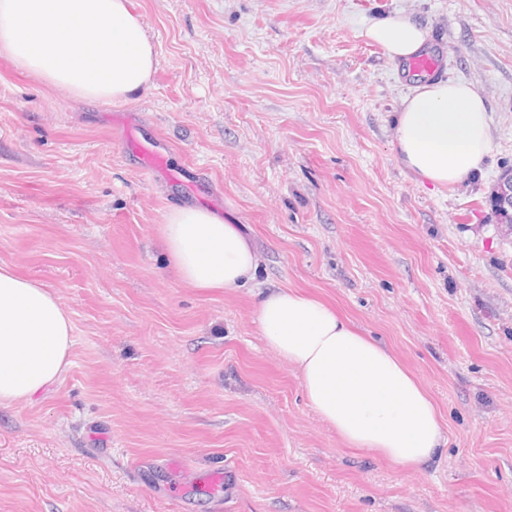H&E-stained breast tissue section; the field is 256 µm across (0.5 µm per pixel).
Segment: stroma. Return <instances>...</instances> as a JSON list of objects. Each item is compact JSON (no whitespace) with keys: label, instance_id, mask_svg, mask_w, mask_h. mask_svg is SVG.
Segmentation results:
<instances>
[{"label":"stroma","instance_id":"35a3bbf8","mask_svg":"<svg viewBox=\"0 0 512 512\" xmlns=\"http://www.w3.org/2000/svg\"><path fill=\"white\" fill-rule=\"evenodd\" d=\"M134 3L157 51L134 100L0 58V264L73 323L63 378L0 407V512H512V235L489 204L512 167V0ZM398 12L487 106L491 150L450 190L395 160L415 78L359 31ZM145 141L179 183L144 179ZM185 204L243 225L253 281L179 279L159 226ZM272 286L392 350L440 411L439 457L403 469L317 416L261 336Z\"/></svg>","mask_w":512,"mask_h":512}]
</instances>
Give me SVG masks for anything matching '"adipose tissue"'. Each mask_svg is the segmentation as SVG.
<instances>
[{"instance_id":"obj_1","label":"adipose tissue","mask_w":512,"mask_h":512,"mask_svg":"<svg viewBox=\"0 0 512 512\" xmlns=\"http://www.w3.org/2000/svg\"><path fill=\"white\" fill-rule=\"evenodd\" d=\"M364 37L390 59L419 54L429 31L397 13ZM0 56L19 72L89 101H129L150 87L156 51L133 0H0ZM487 108L470 84L416 86L396 115L397 163L419 182L452 187L490 148ZM172 267L194 288H238L257 253L241 227L199 206H175L160 226ZM265 342L299 373L316 414L349 446L402 468L434 460L448 439L413 373L380 341L325 303L283 288L257 294ZM72 323L58 296L0 265V405L32 400L67 371Z\"/></svg>"}]
</instances>
